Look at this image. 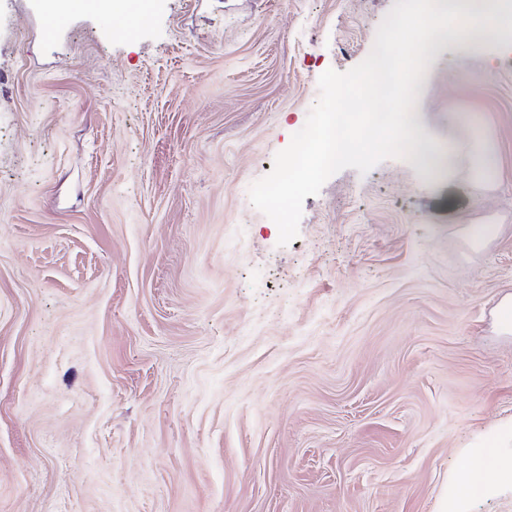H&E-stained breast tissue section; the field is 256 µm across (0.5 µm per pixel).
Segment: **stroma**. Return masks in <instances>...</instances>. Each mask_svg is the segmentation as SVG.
Returning a JSON list of instances; mask_svg holds the SVG:
<instances>
[{
    "label": "stroma",
    "instance_id": "1",
    "mask_svg": "<svg viewBox=\"0 0 512 512\" xmlns=\"http://www.w3.org/2000/svg\"><path fill=\"white\" fill-rule=\"evenodd\" d=\"M394 0H0V512H440L512 454V49L443 45L453 163L333 175L279 245L253 182ZM493 178L478 177L482 158ZM82 7L96 11L106 16L110 21L116 14H125L131 17L144 18L150 8L147 0H86ZM500 435L488 438L482 448H474L460 457L449 490L442 498L440 512H468L467 506L488 492L487 474L495 472L499 484L512 488V464L503 458Z\"/></svg>",
    "mask_w": 512,
    "mask_h": 512
}]
</instances>
